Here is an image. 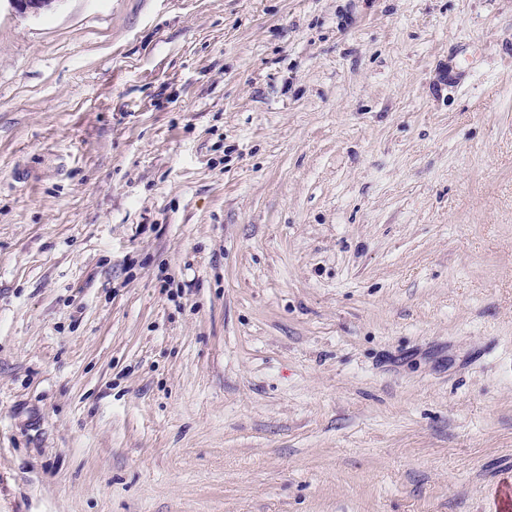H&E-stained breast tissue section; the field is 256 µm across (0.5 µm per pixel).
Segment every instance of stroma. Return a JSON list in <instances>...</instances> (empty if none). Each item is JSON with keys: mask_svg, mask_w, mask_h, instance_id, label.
<instances>
[{"mask_svg": "<svg viewBox=\"0 0 512 512\" xmlns=\"http://www.w3.org/2000/svg\"><path fill=\"white\" fill-rule=\"evenodd\" d=\"M512 0H0V512H503Z\"/></svg>", "mask_w": 512, "mask_h": 512, "instance_id": "1", "label": "stroma"}]
</instances>
